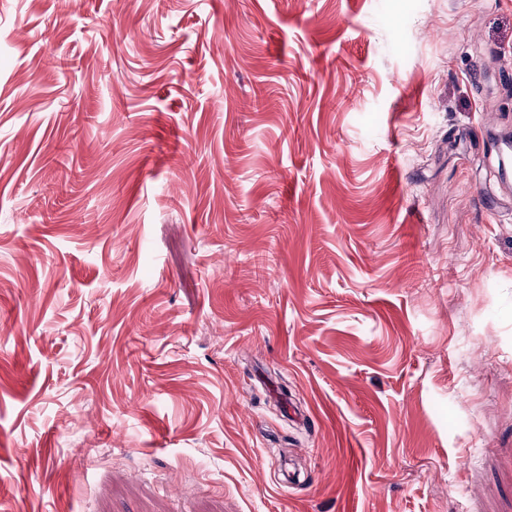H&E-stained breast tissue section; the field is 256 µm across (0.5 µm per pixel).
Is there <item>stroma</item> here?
<instances>
[{
  "label": "stroma",
  "mask_w": 512,
  "mask_h": 512,
  "mask_svg": "<svg viewBox=\"0 0 512 512\" xmlns=\"http://www.w3.org/2000/svg\"><path fill=\"white\" fill-rule=\"evenodd\" d=\"M512 0H0V512H512Z\"/></svg>",
  "instance_id": "obj_1"
}]
</instances>
